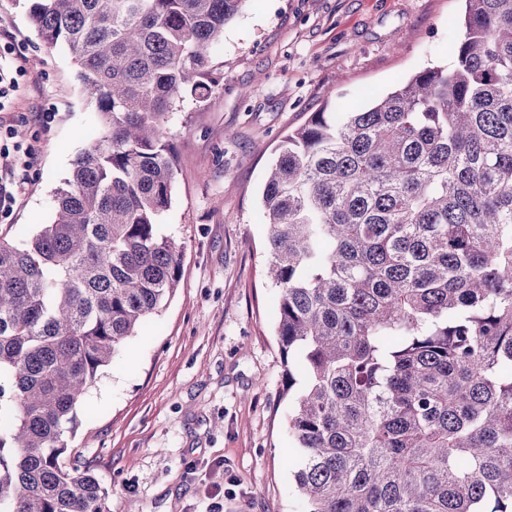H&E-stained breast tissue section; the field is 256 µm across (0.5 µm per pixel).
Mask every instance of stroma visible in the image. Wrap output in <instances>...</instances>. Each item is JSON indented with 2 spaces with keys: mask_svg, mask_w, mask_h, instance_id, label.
I'll use <instances>...</instances> for the list:
<instances>
[{
  "mask_svg": "<svg viewBox=\"0 0 512 512\" xmlns=\"http://www.w3.org/2000/svg\"><path fill=\"white\" fill-rule=\"evenodd\" d=\"M460 0H248L212 48L201 99L177 102L165 232L184 248L174 295L115 351L65 438L112 512H302L286 419L279 291L266 279L261 194L274 151L320 109L352 110L450 62ZM0 235L52 217L76 157L102 131L78 67L47 48L23 0H0ZM31 148L23 163L20 148Z\"/></svg>",
  "mask_w": 512,
  "mask_h": 512,
  "instance_id": "stroma-1",
  "label": "stroma"
}]
</instances>
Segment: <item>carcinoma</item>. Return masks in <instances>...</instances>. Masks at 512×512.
<instances>
[{
	"label": "carcinoma",
	"instance_id": "cac0c4a2",
	"mask_svg": "<svg viewBox=\"0 0 512 512\" xmlns=\"http://www.w3.org/2000/svg\"><path fill=\"white\" fill-rule=\"evenodd\" d=\"M246 2L28 0L102 134L0 236V512H111L66 425L178 287L165 119ZM464 2L451 65L312 113L263 187L304 512H512V0Z\"/></svg>",
	"mask_w": 512,
	"mask_h": 512
}]
</instances>
